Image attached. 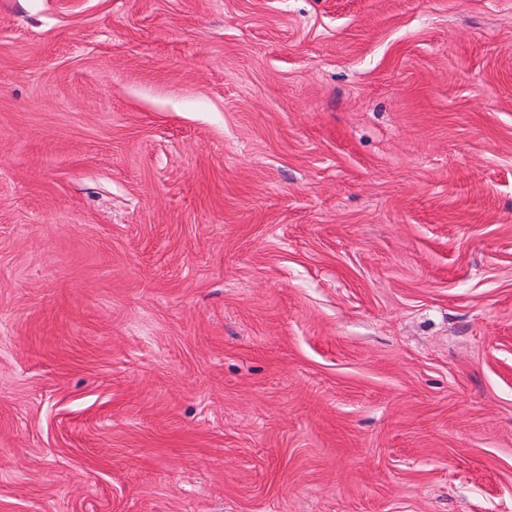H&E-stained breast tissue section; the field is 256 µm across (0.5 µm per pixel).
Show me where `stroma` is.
<instances>
[{"instance_id":"obj_1","label":"stroma","mask_w":512,"mask_h":512,"mask_svg":"<svg viewBox=\"0 0 512 512\" xmlns=\"http://www.w3.org/2000/svg\"><path fill=\"white\" fill-rule=\"evenodd\" d=\"M0 512H512V0H0Z\"/></svg>"}]
</instances>
